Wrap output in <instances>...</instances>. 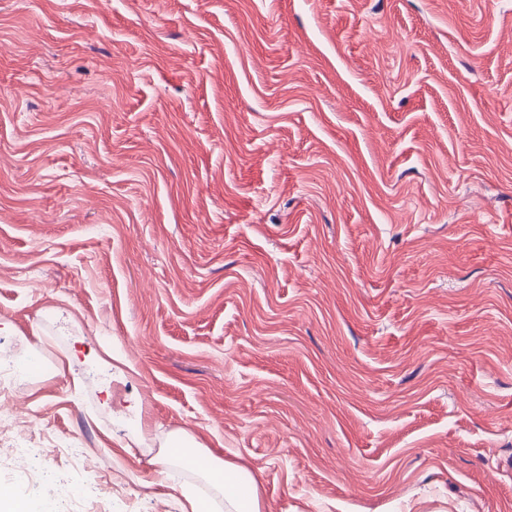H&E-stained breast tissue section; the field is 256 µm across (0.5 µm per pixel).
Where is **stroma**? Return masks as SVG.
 I'll use <instances>...</instances> for the list:
<instances>
[{
    "label": "stroma",
    "instance_id": "35a3bbf8",
    "mask_svg": "<svg viewBox=\"0 0 512 512\" xmlns=\"http://www.w3.org/2000/svg\"><path fill=\"white\" fill-rule=\"evenodd\" d=\"M17 353L112 512H224L178 432L263 512H512V0H0Z\"/></svg>",
    "mask_w": 512,
    "mask_h": 512
}]
</instances>
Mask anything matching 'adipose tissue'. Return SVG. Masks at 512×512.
<instances>
[{"label": "adipose tissue", "mask_w": 512, "mask_h": 512, "mask_svg": "<svg viewBox=\"0 0 512 512\" xmlns=\"http://www.w3.org/2000/svg\"><path fill=\"white\" fill-rule=\"evenodd\" d=\"M170 455L174 458L190 456L193 465L213 479L224 490L227 512H262L260 494L256 483L242 480L240 470L230 463L216 464L201 454H187L181 440H174Z\"/></svg>", "instance_id": "1"}]
</instances>
